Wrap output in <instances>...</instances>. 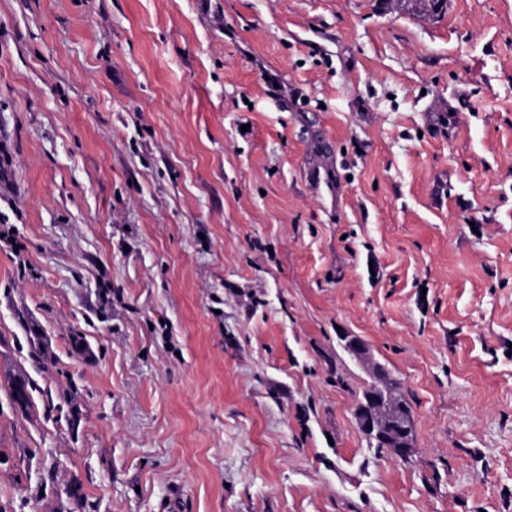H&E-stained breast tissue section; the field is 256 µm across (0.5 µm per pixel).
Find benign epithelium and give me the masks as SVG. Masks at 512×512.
Returning <instances> with one entry per match:
<instances>
[{"mask_svg": "<svg viewBox=\"0 0 512 512\" xmlns=\"http://www.w3.org/2000/svg\"><path fill=\"white\" fill-rule=\"evenodd\" d=\"M369 389L366 403L359 404L355 411L359 430L370 439L383 441L384 448L396 456L409 457L413 453V416L384 365H373Z\"/></svg>", "mask_w": 512, "mask_h": 512, "instance_id": "obj_1", "label": "benign epithelium"}]
</instances>
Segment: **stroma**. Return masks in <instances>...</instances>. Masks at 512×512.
Returning <instances> with one entry per match:
<instances>
[{
    "label": "stroma",
    "mask_w": 512,
    "mask_h": 512,
    "mask_svg": "<svg viewBox=\"0 0 512 512\" xmlns=\"http://www.w3.org/2000/svg\"><path fill=\"white\" fill-rule=\"evenodd\" d=\"M0 143V512H512V0H0ZM397 386L384 365L374 364L366 404L359 403L355 419L359 430L368 438L382 440L384 448L400 458H408L414 450V420ZM372 441L375 448H381ZM44 392V389L27 375H17L7 380L10 406L20 409L25 414H30L36 406L34 393L43 395Z\"/></svg>",
    "instance_id": "stroma-1"
}]
</instances>
